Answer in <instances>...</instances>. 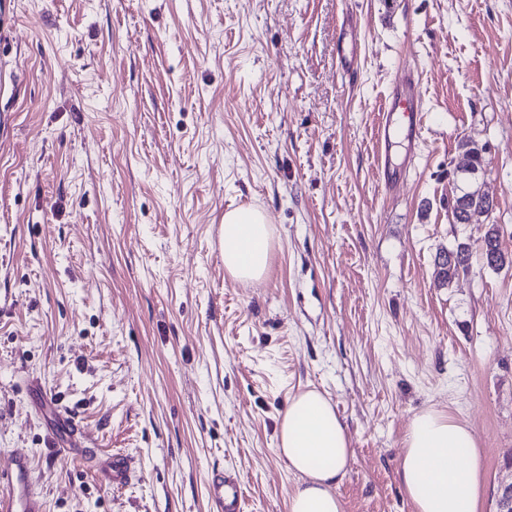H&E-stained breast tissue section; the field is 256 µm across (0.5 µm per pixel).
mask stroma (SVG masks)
<instances>
[{
	"instance_id": "stroma-1",
	"label": "stroma",
	"mask_w": 512,
	"mask_h": 512,
	"mask_svg": "<svg viewBox=\"0 0 512 512\" xmlns=\"http://www.w3.org/2000/svg\"><path fill=\"white\" fill-rule=\"evenodd\" d=\"M409 75L420 136L385 191L380 103ZM464 139L483 224L448 219ZM246 206L273 251L242 284L221 226ZM493 225L512 253V0H0V468L28 456L45 512H216L221 468L244 512H289L276 431L314 388L353 450L343 512H414L398 465L428 408L473 428L495 512L512 269L435 278ZM116 452L119 488L95 468ZM449 254H455L453 261L449 259ZM472 257L473 248L467 242H458L454 249L441 251L436 260V265L440 260H443V265L448 264V271H446L444 278L438 284L440 286L449 285L460 271L469 269ZM109 482L113 487H121L131 479V469L128 457L123 454H113L107 464Z\"/></svg>"
}]
</instances>
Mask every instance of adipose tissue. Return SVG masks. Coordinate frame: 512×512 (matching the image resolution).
Wrapping results in <instances>:
<instances>
[{
    "mask_svg": "<svg viewBox=\"0 0 512 512\" xmlns=\"http://www.w3.org/2000/svg\"><path fill=\"white\" fill-rule=\"evenodd\" d=\"M224 268L237 282L260 279L268 270L273 231L258 209L224 215ZM276 447L301 481L289 512H343L339 485L351 450L346 427L317 390L293 397L280 419ZM401 484L415 512H479L483 463L473 429L449 415L416 414L399 464Z\"/></svg>",
    "mask_w": 512,
    "mask_h": 512,
    "instance_id": "1",
    "label": "adipose tissue"
}]
</instances>
